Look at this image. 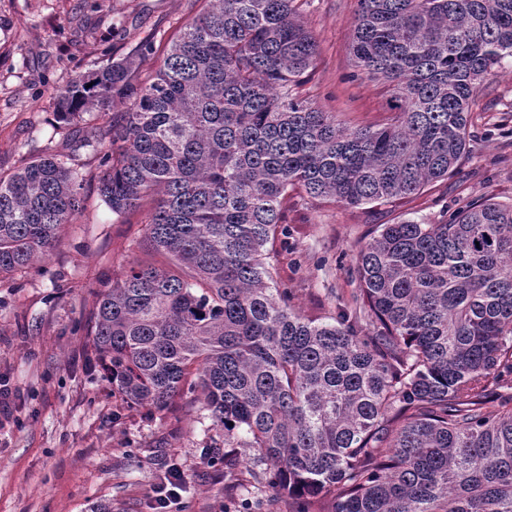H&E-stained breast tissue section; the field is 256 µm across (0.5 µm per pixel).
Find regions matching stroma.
I'll list each match as a JSON object with an SVG mask.
<instances>
[{
	"label": "stroma",
	"instance_id": "1",
	"mask_svg": "<svg viewBox=\"0 0 512 512\" xmlns=\"http://www.w3.org/2000/svg\"><path fill=\"white\" fill-rule=\"evenodd\" d=\"M197 0H0V172L30 157L66 152L53 136L52 93L104 55L122 58L150 38L172 36ZM356 0H303L319 54L302 96L345 126L380 124L383 84L350 80ZM476 139L454 176L383 206L344 208L295 197L276 243L274 279L312 317L337 315L358 285L356 252L379 224L437 221L459 198L512 202V61L481 85L471 112ZM46 262L0 282V374L11 409L0 415V512H154L153 489L169 472L187 482L170 512H295L258 491L253 464L224 467V433L192 396L169 409L121 405L90 361L79 325L101 283L119 279L140 248V215L117 219L94 183Z\"/></svg>",
	"mask_w": 512,
	"mask_h": 512
}]
</instances>
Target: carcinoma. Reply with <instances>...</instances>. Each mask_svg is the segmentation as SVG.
<instances>
[{
  "mask_svg": "<svg viewBox=\"0 0 512 512\" xmlns=\"http://www.w3.org/2000/svg\"><path fill=\"white\" fill-rule=\"evenodd\" d=\"M156 53L56 89L53 130L98 157L150 259L101 285L94 360L126 405L195 396L297 512H512V203L380 224L332 321L272 283L288 195H418L471 153V104L512 59V0H357L349 78L391 115L348 128L298 88L317 42L297 0H204ZM68 154L0 173V281L47 260L82 211Z\"/></svg>",
  "mask_w": 512,
  "mask_h": 512,
  "instance_id": "obj_1",
  "label": "carcinoma"
}]
</instances>
